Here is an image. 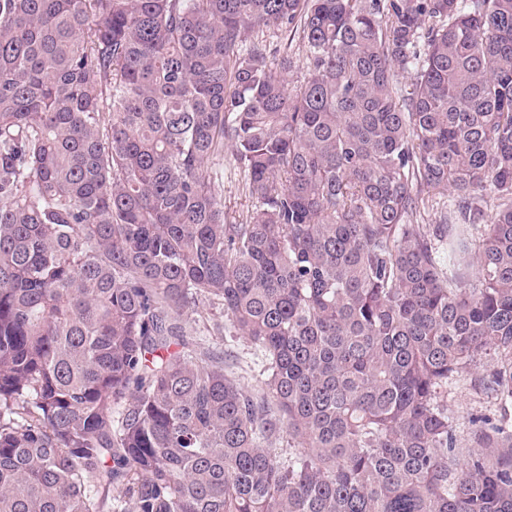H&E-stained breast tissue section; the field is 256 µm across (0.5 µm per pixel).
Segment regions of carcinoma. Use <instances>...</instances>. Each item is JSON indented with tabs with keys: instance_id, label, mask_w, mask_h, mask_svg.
Instances as JSON below:
<instances>
[{
	"instance_id": "obj_1",
	"label": "carcinoma",
	"mask_w": 512,
	"mask_h": 512,
	"mask_svg": "<svg viewBox=\"0 0 512 512\" xmlns=\"http://www.w3.org/2000/svg\"><path fill=\"white\" fill-rule=\"evenodd\" d=\"M0 512H512V0H0ZM293 35L288 39L285 35L273 33L272 30L263 29V32L258 29L249 32L247 36V44L263 40L267 45L268 58L271 63L276 65L282 55L288 53L289 57L293 59V66L288 70L287 80L290 88H296L303 84L307 78V69L305 64L306 59V46L296 36L292 39ZM214 168L224 171V211L228 221L240 222L252 209V200L243 190V174L236 168L233 151L230 144L224 145V160H214ZM239 220V221H238ZM216 320L224 323V317H221L220 311L216 305H212L209 300L203 298L197 310L193 313H189L187 317L189 325L187 326H191L198 332H204V335L212 342L223 344L224 352H228L234 356L229 361L230 368L228 372H231L242 385H248L249 390L256 388L258 384V371L257 366L253 362L254 356L252 355L253 351L250 345L243 339L235 336H226L225 333H223V336L214 335L210 327ZM206 329L211 331L212 336H208L209 334ZM448 409L454 418V429L460 446H465L471 413H489L490 407L482 396L469 388L461 387L448 396ZM487 409V410H486Z\"/></svg>"
}]
</instances>
